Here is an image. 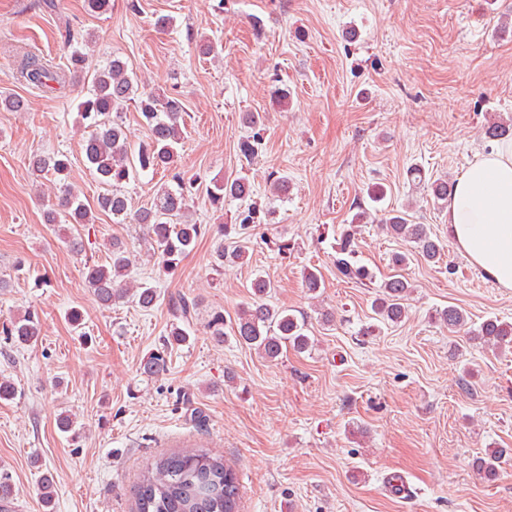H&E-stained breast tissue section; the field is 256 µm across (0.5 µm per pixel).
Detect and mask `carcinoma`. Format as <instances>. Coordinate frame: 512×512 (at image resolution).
<instances>
[{
    "label": "carcinoma",
    "instance_id": "obj_1",
    "mask_svg": "<svg viewBox=\"0 0 512 512\" xmlns=\"http://www.w3.org/2000/svg\"><path fill=\"white\" fill-rule=\"evenodd\" d=\"M21 74L34 87L50 88L65 83V72L50 69L36 56L25 58ZM134 105L148 127V140L138 148L130 146L121 120L123 108ZM78 117L86 136L83 151L90 170L105 192L99 195V210L112 215L116 224H140L162 265L175 269L195 248L202 235L200 224L183 220L187 210L191 187L176 172L182 130L179 119L184 112L180 98L164 92H147L139 89L137 76L129 70L120 57L112 58L105 68L96 72L90 93L78 99ZM241 122L252 129V135L242 140L240 152L245 158L257 152L263 139L262 115L245 112ZM485 133L493 140L512 136V119L498 118L489 122ZM33 171L53 177L60 188L58 200L62 209L76 224H90L93 215L78 194L69 185V160L64 154H36L29 159ZM152 171L172 174L173 184L158 187L150 206L133 212L122 185L140 173ZM209 204L217 211H224V201L239 200L247 203L234 214L231 223L224 225V234L235 238L230 247L219 243L217 258L220 264H239L247 260L251 240L250 225L261 220V209L251 201L253 190L244 177L232 179L214 178L206 186ZM390 236L411 242L428 262L441 256L442 247L435 240L427 225L412 224L402 212L390 214L385 224ZM336 270L346 279H372L370 273L355 263V243L352 234L344 231L337 243ZM130 264L126 245L112 240L108 264H90L84 278L97 302L109 306L112 302L130 298L143 309H151L160 295L147 283H134L126 279ZM270 280L259 276L251 283L252 302L239 310L231 331L238 341L253 347L266 359H277L286 345L298 351L311 346V338L305 334V321L266 302L271 294ZM412 285L404 278H392L383 285L373 304L376 319L383 323L397 324L406 315L404 301L411 293ZM440 321L448 329H461L468 325L467 315L459 308L450 306L437 312ZM7 339L19 345L38 342L41 335L40 317L28 310L3 325ZM474 341L499 350L512 347V322L496 317L484 320L470 330ZM165 358L152 354L141 366L143 374L156 377L166 371ZM58 430L69 435L74 442L79 439L75 417L61 413L56 419ZM512 453V448H493L474 461L477 472L487 481L497 479L498 464ZM16 492L11 474L0 468V512H5ZM54 479L51 473L43 475L39 494L43 507L50 512L54 501ZM240 483L236 471L224 462V457L203 447L185 448L158 457L141 474L135 489V512H239Z\"/></svg>",
    "mask_w": 512,
    "mask_h": 512
}]
</instances>
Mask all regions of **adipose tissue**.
Segmentation results:
<instances>
[{
	"mask_svg": "<svg viewBox=\"0 0 512 512\" xmlns=\"http://www.w3.org/2000/svg\"><path fill=\"white\" fill-rule=\"evenodd\" d=\"M447 209L457 249L512 290V141L477 156L458 177Z\"/></svg>",
	"mask_w": 512,
	"mask_h": 512,
	"instance_id": "1",
	"label": "adipose tissue"
}]
</instances>
